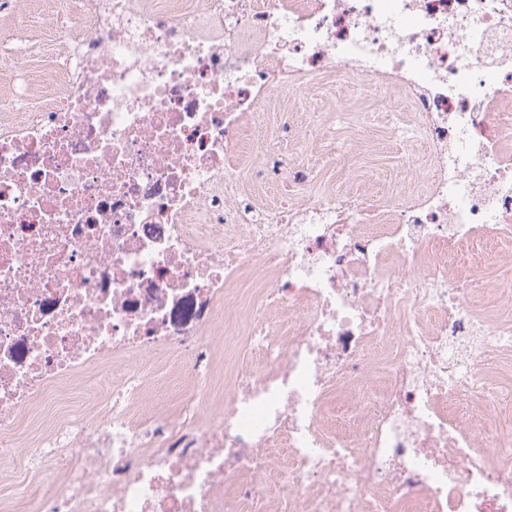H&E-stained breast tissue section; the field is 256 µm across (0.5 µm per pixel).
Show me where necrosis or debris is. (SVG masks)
Returning <instances> with one entry per match:
<instances>
[{
	"label": "necrosis or debris",
	"mask_w": 512,
	"mask_h": 512,
	"mask_svg": "<svg viewBox=\"0 0 512 512\" xmlns=\"http://www.w3.org/2000/svg\"><path fill=\"white\" fill-rule=\"evenodd\" d=\"M58 11L0 98V512H512V269L459 270L512 247V0ZM315 75L404 101L409 180L242 219ZM246 145L244 146L239 161L243 167L244 174L247 172L249 165L248 156L251 151L259 149L258 147L263 144L266 140L274 144L275 152L270 153L266 159L268 160L267 168L271 174V180L269 185L259 192H255L257 201L260 205L269 207H279L285 201V191L283 182L285 181L286 173L277 175L272 170L273 156L276 154H283L288 156V126L287 125H274L265 129H256L249 132L247 137ZM275 154V155H274ZM488 252L486 255V260L488 264L487 272H490V275H493V272L498 264L502 262L510 261L512 263V254H504L499 252L496 248H492L490 250L489 245H478V246H465L463 248V253L476 262L484 255V253Z\"/></svg>",
	"instance_id": "4bbe7bcc"
}]
</instances>
